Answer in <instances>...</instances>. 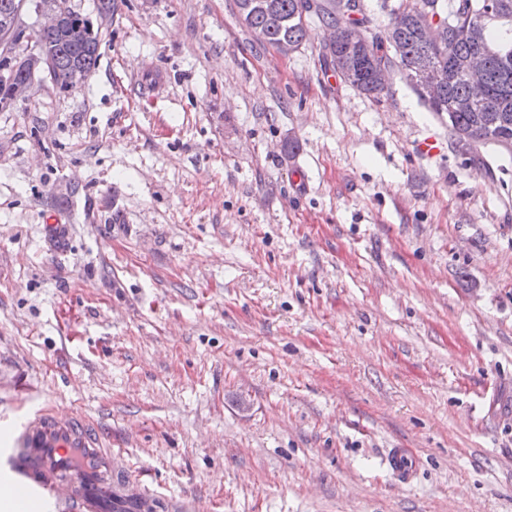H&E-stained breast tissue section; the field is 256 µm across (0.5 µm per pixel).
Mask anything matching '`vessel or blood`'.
I'll list each match as a JSON object with an SVG mask.
<instances>
[{"label":"vessel or blood","instance_id":"b4317fda","mask_svg":"<svg viewBox=\"0 0 512 512\" xmlns=\"http://www.w3.org/2000/svg\"><path fill=\"white\" fill-rule=\"evenodd\" d=\"M20 489L51 493L65 512H161L160 499L136 489L116 469L86 424L38 414L0 456Z\"/></svg>","mask_w":512,"mask_h":512}]
</instances>
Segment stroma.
Instances as JSON below:
<instances>
[{"mask_svg":"<svg viewBox=\"0 0 512 512\" xmlns=\"http://www.w3.org/2000/svg\"><path fill=\"white\" fill-rule=\"evenodd\" d=\"M322 40L119 0L82 87L0 112V448L43 410L169 506L512 512V154Z\"/></svg>","mask_w":512,"mask_h":512,"instance_id":"1","label":"stroma"}]
</instances>
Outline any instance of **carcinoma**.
<instances>
[{
  "label": "carcinoma",
  "mask_w": 512,
  "mask_h": 512,
  "mask_svg": "<svg viewBox=\"0 0 512 512\" xmlns=\"http://www.w3.org/2000/svg\"><path fill=\"white\" fill-rule=\"evenodd\" d=\"M361 0H236L244 25L259 31L271 46H301L309 36V23L336 29V41L321 47L323 65L343 77L346 65L354 67V89L378 97L388 86L378 83L373 71L385 66L396 72L421 65L438 68L444 80L439 95L427 100L430 111L448 116L449 127L463 129L476 138H512V19L486 27L480 41L471 35L469 14L482 9L484 0H447V14L457 17L455 29L445 42L425 39L416 26L419 11H433L438 0H410V20H400L398 28L378 29L374 18L360 6ZM101 36L90 33L82 44L72 43L64 32L44 31L36 46L48 50L47 75L61 90L69 87L76 68L91 72L100 56ZM480 55L485 60L487 94L465 109L453 105L469 96L466 76L459 60Z\"/></svg>",
  "instance_id": "carcinoma-1"
}]
</instances>
